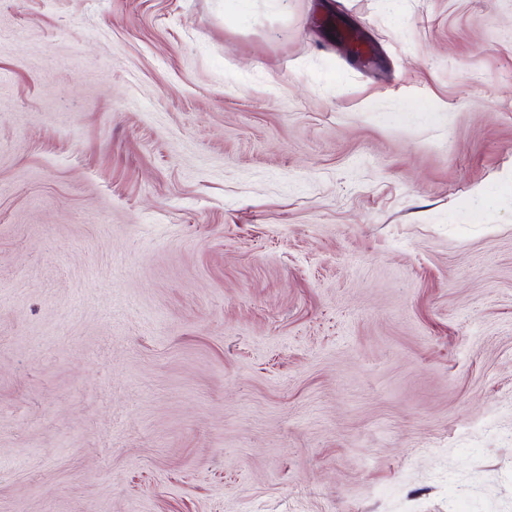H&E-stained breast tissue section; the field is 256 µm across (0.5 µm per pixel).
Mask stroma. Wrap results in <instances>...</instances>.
<instances>
[{
  "mask_svg": "<svg viewBox=\"0 0 512 512\" xmlns=\"http://www.w3.org/2000/svg\"><path fill=\"white\" fill-rule=\"evenodd\" d=\"M0 512H512V0H0ZM325 39L344 46L351 56L361 59L374 53V46L363 29L351 26L341 14H328L323 20Z\"/></svg>",
  "mask_w": 512,
  "mask_h": 512,
  "instance_id": "1",
  "label": "stroma"
}]
</instances>
